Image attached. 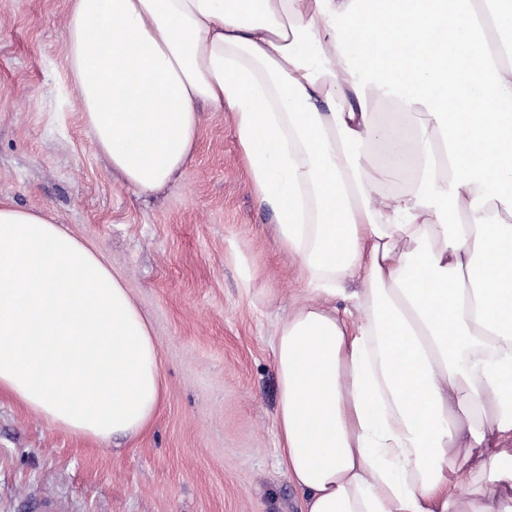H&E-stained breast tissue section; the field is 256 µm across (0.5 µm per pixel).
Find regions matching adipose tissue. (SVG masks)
<instances>
[{
    "mask_svg": "<svg viewBox=\"0 0 512 512\" xmlns=\"http://www.w3.org/2000/svg\"><path fill=\"white\" fill-rule=\"evenodd\" d=\"M497 2L477 30L479 0H72L64 18L71 106L138 194L184 169L201 107L233 114L251 189L319 298L274 340L305 512H512V59L489 64L487 38L512 0ZM367 26L382 44L352 40ZM474 86L481 108L449 111ZM388 162L411 184L377 202ZM161 367L102 254L0 203V394L128 440L164 399Z\"/></svg>",
    "mask_w": 512,
    "mask_h": 512,
    "instance_id": "obj_1",
    "label": "adipose tissue"
}]
</instances>
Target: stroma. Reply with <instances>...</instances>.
Instances as JSON below:
<instances>
[{"label": "stroma", "mask_w": 512, "mask_h": 512, "mask_svg": "<svg viewBox=\"0 0 512 512\" xmlns=\"http://www.w3.org/2000/svg\"><path fill=\"white\" fill-rule=\"evenodd\" d=\"M69 6L0 0V202L48 213L122 274L152 325L167 392L151 426L118 446L0 395V512H303L281 463L271 341L316 297L275 243L232 114L204 111L182 173L137 195L66 103Z\"/></svg>", "instance_id": "1"}]
</instances>
